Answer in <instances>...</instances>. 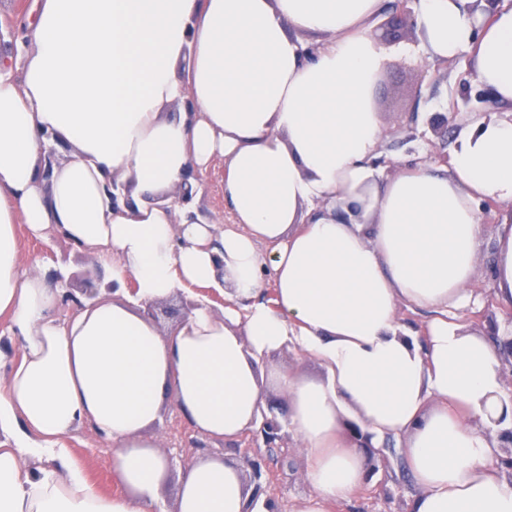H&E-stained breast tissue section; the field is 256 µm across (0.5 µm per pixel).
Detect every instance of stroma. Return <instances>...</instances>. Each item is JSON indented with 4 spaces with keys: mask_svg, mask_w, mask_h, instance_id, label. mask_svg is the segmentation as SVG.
Returning <instances> with one entry per match:
<instances>
[{
    "mask_svg": "<svg viewBox=\"0 0 512 512\" xmlns=\"http://www.w3.org/2000/svg\"><path fill=\"white\" fill-rule=\"evenodd\" d=\"M400 0H385L374 35L386 50L387 59L373 89V106L383 121L384 134L375 150L380 161L381 178L401 170L448 166L459 129L489 112L503 111L500 102H481V89L468 57L458 55L443 60H427L420 52L417 29L386 31L382 25L394 15ZM449 115L448 130H431L428 119L434 113ZM224 167L209 168L200 176L202 193L196 205L200 220L233 227L230 204L224 195ZM504 203L498 202L483 218L486 234L482 246V274L473 280L468 291L472 304L460 309L462 321L472 328L490 333L499 327L512 326V305L497 301L490 290L495 237L494 230ZM16 246L27 261L39 262L47 279L63 276L72 288L99 286L103 269L96 257L74 246L56 229L43 237H32L25 225L16 227ZM164 443L171 477H178L189 464L202 456L217 455L246 465L248 460L262 463L260 484L276 512H294L300 499L311 492L303 477L305 459L294 439L281 447L269 448L254 441L251 432L232 440H201L188 419L174 402H166L156 426ZM71 464L98 493L112 496L122 490L112 471V450L90 423H82L61 440ZM384 462L366 487L360 488L349 501L334 505L330 512H410V502L417 493L401 450V442L387 436L379 450Z\"/></svg>",
    "mask_w": 512,
    "mask_h": 512,
    "instance_id": "obj_1",
    "label": "stroma"
}]
</instances>
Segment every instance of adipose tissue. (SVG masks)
<instances>
[{
  "label": "adipose tissue",
  "mask_w": 512,
  "mask_h": 512,
  "mask_svg": "<svg viewBox=\"0 0 512 512\" xmlns=\"http://www.w3.org/2000/svg\"><path fill=\"white\" fill-rule=\"evenodd\" d=\"M418 0L427 58L466 53L512 105V6ZM382 0H41L23 79L0 61V317L19 359L0 379V512H152L168 464L150 429L172 398L195 430L232 439L270 387L306 456L296 512L350 500L367 473L339 433L348 418L380 446L402 440L418 489L411 512H512L498 434L512 428V365L462 323L484 241L476 204H512V120L460 129L442 174L378 184L383 133L372 88L386 51ZM320 35L315 62L305 35ZM197 109L177 111L184 99ZM57 136L68 161L43 179ZM224 164L236 229L177 213L192 171ZM116 181L131 206L111 208ZM53 227L112 270V296L59 321L60 289L16 248V226ZM495 298L512 305V211L495 227ZM272 247L263 254L260 244ZM272 275L274 306L258 302ZM134 279L136 294L124 289ZM221 290L161 333L145 305L186 286ZM433 312L425 341L400 303ZM294 345L324 375L266 367ZM93 424L121 494L105 497L60 461V437ZM56 458L31 475L28 462ZM176 512H269L240 466L196 459Z\"/></svg>",
  "instance_id": "1"
}]
</instances>
